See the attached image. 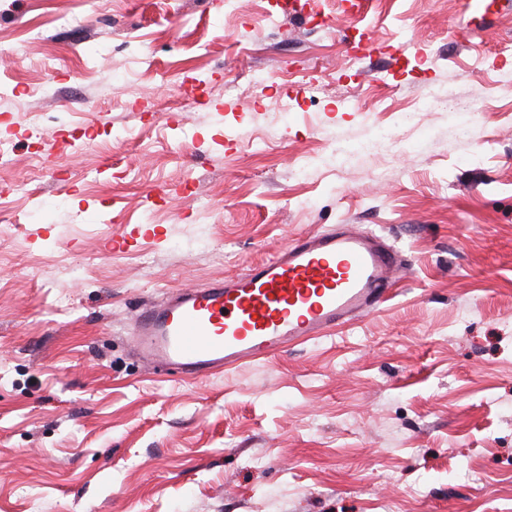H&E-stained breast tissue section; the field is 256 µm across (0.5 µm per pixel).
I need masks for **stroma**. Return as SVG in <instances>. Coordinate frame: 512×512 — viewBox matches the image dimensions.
<instances>
[{
    "label": "stroma",
    "mask_w": 512,
    "mask_h": 512,
    "mask_svg": "<svg viewBox=\"0 0 512 512\" xmlns=\"http://www.w3.org/2000/svg\"><path fill=\"white\" fill-rule=\"evenodd\" d=\"M295 8L0 0V512H512V9ZM339 224L400 253L378 313L196 383L134 354Z\"/></svg>",
    "instance_id": "stroma-1"
}]
</instances>
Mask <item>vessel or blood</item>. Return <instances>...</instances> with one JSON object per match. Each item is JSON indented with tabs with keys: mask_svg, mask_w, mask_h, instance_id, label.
<instances>
[{
	"mask_svg": "<svg viewBox=\"0 0 512 512\" xmlns=\"http://www.w3.org/2000/svg\"><path fill=\"white\" fill-rule=\"evenodd\" d=\"M400 266L398 251L376 233L345 225L314 232L235 277L143 306L132 344L153 372L200 381L371 314Z\"/></svg>",
	"mask_w": 512,
	"mask_h": 512,
	"instance_id": "vessel-or-blood-1",
	"label": "vessel or blood"
}]
</instances>
